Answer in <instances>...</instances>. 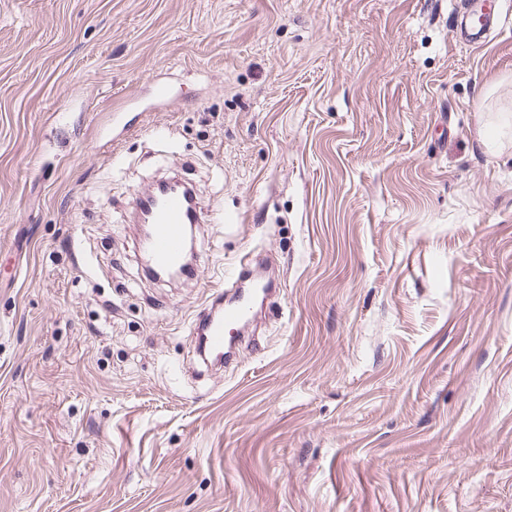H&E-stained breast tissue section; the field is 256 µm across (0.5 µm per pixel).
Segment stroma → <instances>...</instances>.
Returning a JSON list of instances; mask_svg holds the SVG:
<instances>
[{"instance_id": "stroma-1", "label": "stroma", "mask_w": 512, "mask_h": 512, "mask_svg": "<svg viewBox=\"0 0 512 512\" xmlns=\"http://www.w3.org/2000/svg\"><path fill=\"white\" fill-rule=\"evenodd\" d=\"M472 0H0V512H512V25ZM201 207L140 265L137 193ZM284 291L190 367L238 257Z\"/></svg>"}]
</instances>
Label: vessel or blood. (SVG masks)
<instances>
[{
  "instance_id": "1",
  "label": "vessel or blood",
  "mask_w": 512,
  "mask_h": 512,
  "mask_svg": "<svg viewBox=\"0 0 512 512\" xmlns=\"http://www.w3.org/2000/svg\"><path fill=\"white\" fill-rule=\"evenodd\" d=\"M135 212L139 223L152 227L151 235L138 242L139 252L148 258L152 269L201 273V266H189L186 260L187 229L199 223L200 215L189 209L182 191L170 189L138 198ZM235 275L238 288L214 291L193 327V352L208 366L221 367L236 357L242 332L255 317L257 298L277 291L273 281L261 280L251 254L238 259Z\"/></svg>"
}]
</instances>
